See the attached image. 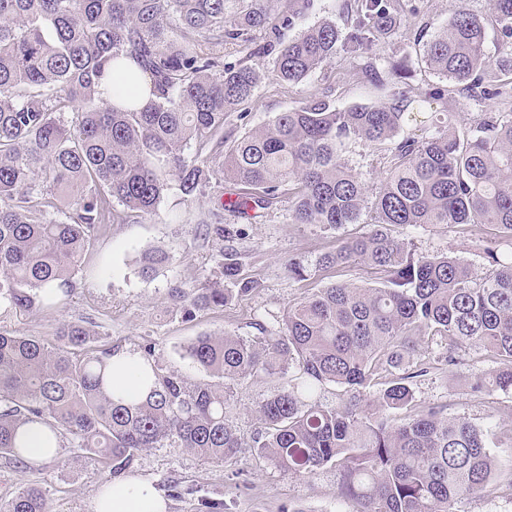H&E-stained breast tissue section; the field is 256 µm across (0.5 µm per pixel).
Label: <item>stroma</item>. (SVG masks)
Masks as SVG:
<instances>
[{
  "label": "stroma",
  "mask_w": 512,
  "mask_h": 512,
  "mask_svg": "<svg viewBox=\"0 0 512 512\" xmlns=\"http://www.w3.org/2000/svg\"><path fill=\"white\" fill-rule=\"evenodd\" d=\"M485 3L486 0H398L401 22L379 41L375 59L380 63L405 59L412 67L411 77L399 86L411 99L414 116L405 125V133L416 132L420 121L438 112H455L467 120L480 112L502 111V104L481 100L454 87L422 60L426 42L440 31L458 6L464 4L480 13ZM252 63L262 69L263 78L245 115L234 112L226 118L224 144L228 147L278 113L299 108L314 98L343 110L355 103H385L391 96L390 91H379L364 83L341 50L293 86L276 79L271 58L256 57ZM216 206L217 197L213 194L184 201L175 193H168L157 214L113 225L109 235L96 239L74 278L75 288L66 304L43 308L30 317L8 315L0 318V325L50 339L61 323L83 320L98 331L100 343L124 351L138 350L148 339L160 364L195 382L200 380V372L180 355L181 347L195 337L205 333L253 337L258 321L274 331L289 304L316 289L332 283L374 285L379 280L378 273L365 267L324 271L317 266L322 254L334 249L339 241L364 232V225L333 228L292 224L285 200L254 220L228 211L224 214L225 223L243 230L234 245L247 256L244 272L259 286L250 295L232 298L222 308L185 319L176 311L169 289L177 282L192 286L210 277L215 243L207 237L201 220ZM395 234L411 242L418 254L457 256L481 271L490 266L484 245L493 237V227L440 224L399 227ZM157 247L167 250L172 262L154 278L142 279L137 273L139 254ZM292 261L307 268V277L300 279L289 273L288 264ZM445 350L441 339H424L421 351L429 370L415 379V400L396 412V422L409 421L422 408L441 407L448 416L466 419L492 432L512 428L511 391H498L487 397L470 388L474 378L490 376L496 367L494 357L473 345L461 352L458 365L450 367L441 360ZM278 385V379L261 372L236 385L227 418L245 441H252L262 431L257 405ZM128 473L155 482L168 501L167 512H200L204 500L223 502V512H288L296 505L306 512H347L349 508L348 503L336 497L342 480L338 466L328 464L310 474H290L247 448L236 461L223 463L203 460L191 450L168 442L140 452ZM110 482L102 465L77 448L62 449L59 456L31 463L23 470L0 458V499L11 497L20 484H35L45 491L49 512H90L92 500Z\"/></svg>",
  "instance_id": "obj_1"
}]
</instances>
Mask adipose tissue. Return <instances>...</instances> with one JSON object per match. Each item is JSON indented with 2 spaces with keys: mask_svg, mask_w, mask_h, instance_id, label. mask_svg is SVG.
Here are the masks:
<instances>
[{
  "mask_svg": "<svg viewBox=\"0 0 512 512\" xmlns=\"http://www.w3.org/2000/svg\"><path fill=\"white\" fill-rule=\"evenodd\" d=\"M91 512H167V505L152 481L127 476L106 486L94 498Z\"/></svg>",
  "mask_w": 512,
  "mask_h": 512,
  "instance_id": "obj_1",
  "label": "adipose tissue"
}]
</instances>
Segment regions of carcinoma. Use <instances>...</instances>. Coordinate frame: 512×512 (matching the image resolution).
I'll list each match as a JSON object with an SVG mask.
<instances>
[{"instance_id": "obj_1", "label": "carcinoma", "mask_w": 512, "mask_h": 512, "mask_svg": "<svg viewBox=\"0 0 512 512\" xmlns=\"http://www.w3.org/2000/svg\"><path fill=\"white\" fill-rule=\"evenodd\" d=\"M314 0H0V308L31 316L63 304L84 254L112 225L155 213L169 191L188 200L229 177L240 186L229 207L261 216L283 195L289 223L370 226L318 260L322 269L364 265L383 274L377 286L331 284L288 306L271 335H201L182 356L206 376L192 382L141 347L145 394L117 395L111 376L119 350L93 345L83 321L62 324L51 340L0 326V457L19 468L24 434L45 425L98 459L112 476L137 455L174 441L205 460L229 461L244 441L229 423L232 388L262 371L297 383L257 407L264 432L257 452L280 469L311 473L334 463L343 472L336 497L355 512H456L458 500L512 491V471L496 469L483 428L427 407L412 420L392 415L414 402L413 379L427 373L412 357L421 337L448 341L446 365L479 345L497 360L475 392L512 391V258L488 246L491 269L478 272L452 256L418 255L393 235L398 226L487 224L512 246V111L482 112L465 123L455 112L429 120L422 135L399 138L410 100L345 110L310 100L282 112L224 150V117L244 110L260 80L257 67L224 56L275 54L279 80L298 84L344 47L375 89L405 78L409 64L373 62V49L398 23L394 0H357L346 35L324 20L280 47L254 49L255 35L295 25ZM498 27L496 63L486 56V18L461 9L426 44L440 75L506 100L512 74V0H487ZM116 71L114 100L100 79ZM150 75L154 98L141 106L124 86ZM390 144L383 177L353 172L345 143ZM195 148L190 155L187 150ZM222 245L210 278L170 289L190 319L248 295L231 245L241 231L219 212L204 220ZM171 255L149 249L140 273L152 275ZM233 287H224V282ZM333 383L352 392L348 406L313 400ZM384 389L365 401L375 385ZM0 512H49L45 492L22 484L0 499Z\"/></svg>"}]
</instances>
